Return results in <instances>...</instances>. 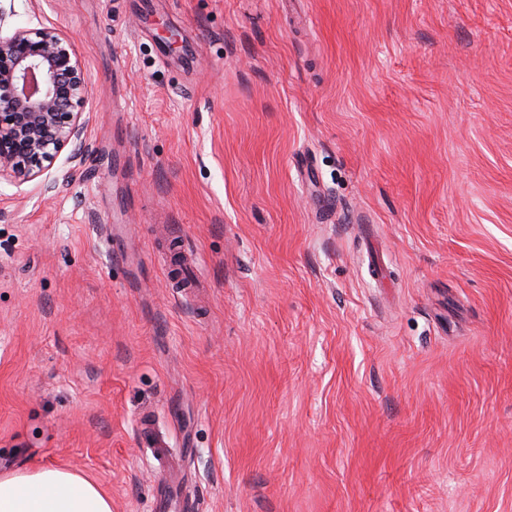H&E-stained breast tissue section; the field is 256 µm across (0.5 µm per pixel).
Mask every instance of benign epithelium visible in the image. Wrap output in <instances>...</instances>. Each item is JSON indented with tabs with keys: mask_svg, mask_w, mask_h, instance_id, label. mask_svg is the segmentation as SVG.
Segmentation results:
<instances>
[{
	"mask_svg": "<svg viewBox=\"0 0 512 512\" xmlns=\"http://www.w3.org/2000/svg\"><path fill=\"white\" fill-rule=\"evenodd\" d=\"M90 100L75 44L58 29L0 36V180L33 181L67 149L77 160Z\"/></svg>",
	"mask_w": 512,
	"mask_h": 512,
	"instance_id": "obj_1",
	"label": "benign epithelium"
}]
</instances>
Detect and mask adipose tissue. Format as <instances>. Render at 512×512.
Returning <instances> with one entry per match:
<instances>
[{"label": "adipose tissue", "instance_id": "obj_1", "mask_svg": "<svg viewBox=\"0 0 512 512\" xmlns=\"http://www.w3.org/2000/svg\"><path fill=\"white\" fill-rule=\"evenodd\" d=\"M0 512H112V501L87 477L44 467L0 475Z\"/></svg>", "mask_w": 512, "mask_h": 512}]
</instances>
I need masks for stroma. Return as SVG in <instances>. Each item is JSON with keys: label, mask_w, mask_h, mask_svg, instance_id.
<instances>
[{"label": "stroma", "mask_w": 512, "mask_h": 512, "mask_svg": "<svg viewBox=\"0 0 512 512\" xmlns=\"http://www.w3.org/2000/svg\"><path fill=\"white\" fill-rule=\"evenodd\" d=\"M0 7L93 103L56 191L0 182V475L512 512V0Z\"/></svg>", "instance_id": "obj_1"}]
</instances>
